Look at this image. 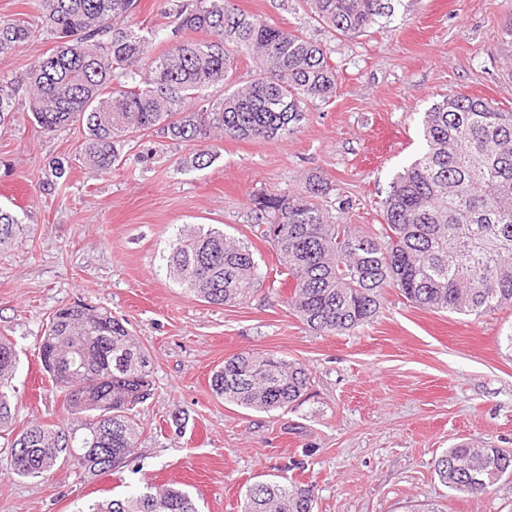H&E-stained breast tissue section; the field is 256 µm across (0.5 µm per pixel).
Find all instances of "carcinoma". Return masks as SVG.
<instances>
[{
    "label": "carcinoma",
    "instance_id": "carcinoma-1",
    "mask_svg": "<svg viewBox=\"0 0 512 512\" xmlns=\"http://www.w3.org/2000/svg\"><path fill=\"white\" fill-rule=\"evenodd\" d=\"M318 23L357 37L394 18L402 0H302ZM42 31L56 40L28 73V97L0 80V127L26 111L40 132L80 125L79 157L100 173L123 160L135 139L157 136L197 146L195 166L209 167L225 139L274 140L294 133L308 105L326 103L336 74L325 50L294 29L234 7L233 0H178L173 28L146 31L135 21L140 0H37ZM22 20L0 21V54L34 37ZM239 57L256 77L232 81ZM221 87L223 94H207ZM420 155L392 179L381 200L376 236L329 221L323 199L332 186L308 176L301 196L259 193L251 199L293 282L287 305L320 333H343L372 321L384 290L396 288L429 310L481 315L512 308V112L468 95L445 97L424 113ZM20 221L0 209V245ZM170 278L213 305L244 302L259 279L249 246L203 224L169 244ZM39 356L67 412L81 416V436L64 425L32 422L10 443L14 470L40 477L57 462L105 472L135 453L136 409L151 394V362L107 310L66 305L50 318ZM17 354L0 337V426L12 419ZM310 384L308 369L274 353H239L211 375L212 392L256 411L282 410ZM446 487L475 495L512 475V451L468 442L435 463ZM311 483L260 480L241 512H314ZM77 512H199L187 493L132 490Z\"/></svg>",
    "mask_w": 512,
    "mask_h": 512
}]
</instances>
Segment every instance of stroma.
Returning a JSON list of instances; mask_svg holds the SVG:
<instances>
[{"label":"stroma","mask_w":512,"mask_h":512,"mask_svg":"<svg viewBox=\"0 0 512 512\" xmlns=\"http://www.w3.org/2000/svg\"><path fill=\"white\" fill-rule=\"evenodd\" d=\"M301 29L336 69L328 103L309 105L294 134L224 140L194 168V146L148 138L102 174L74 162L78 127L45 135L29 113L0 128V206L24 232L0 248V336L18 352L10 427L0 428V512H76L88 500L173 485L201 512H240L263 479L315 486V512H512V478L485 495L444 486L437 459L462 442L512 451V309L434 312L387 289L369 324L319 333L288 308L292 281L256 226L250 198L296 195L308 175L331 181L329 217L364 234L383 224L380 201L421 151L424 113L467 94L512 111V0H405L393 23L358 37L316 23L301 0H236ZM38 36L0 55V78L24 85L52 49ZM70 162L40 191L55 160ZM211 224L247 244L260 278L251 298L213 305L175 284L164 257L178 228ZM85 303L127 320L147 350L153 393L137 408L138 448L118 468L67 465L18 476L7 446L41 420L76 427L38 358L51 315ZM276 353L305 365L310 384L285 410L225 403L209 386L233 354Z\"/></svg>","instance_id":"1"}]
</instances>
